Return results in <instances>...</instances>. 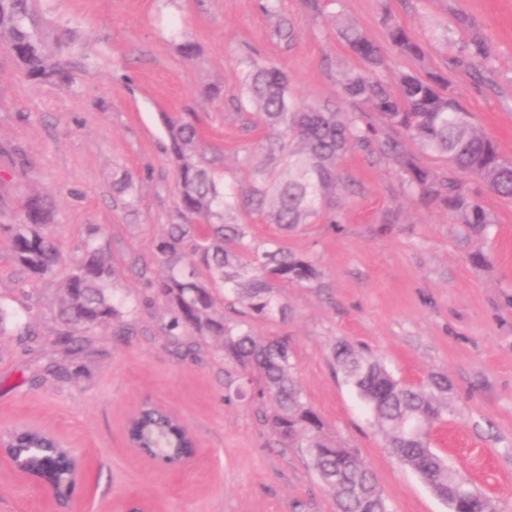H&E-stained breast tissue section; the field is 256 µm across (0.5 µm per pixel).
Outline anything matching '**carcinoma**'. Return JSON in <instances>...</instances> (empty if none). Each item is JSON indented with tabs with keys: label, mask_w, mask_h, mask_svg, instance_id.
<instances>
[{
	"label": "carcinoma",
	"mask_w": 512,
	"mask_h": 512,
	"mask_svg": "<svg viewBox=\"0 0 512 512\" xmlns=\"http://www.w3.org/2000/svg\"><path fill=\"white\" fill-rule=\"evenodd\" d=\"M337 37L363 62L344 75L342 97L351 109L338 105L306 106L294 96L283 69L262 57L250 60L241 78V95L250 112L240 113L250 131L260 133L263 151L248 155L250 180L237 189L223 184L206 159L197 128L180 116L167 117L170 155L178 173L177 216L158 237L155 263L159 272L135 260L130 269L152 292L142 305L165 302L162 338L187 356L216 340L224 359L238 370V384L224 399H249L269 407L267 420L283 448H297L318 481L334 496L336 512H391L372 470L352 451L325 432L319 414L307 402L293 374V349L286 336H257L251 320L275 321L287 316L279 290L317 280L316 262L290 250L282 241L260 243L249 225L235 215L245 211L284 233L297 230L324 213L336 223L335 195L340 177L338 160L358 149L391 162L405 191L412 197L445 205L471 234L482 236L494 223L474 194L461 182L470 176L502 199L512 200V160L454 98L448 74H463L475 82L490 72L493 55L487 41L459 17L457 26L440 36L445 66L428 61L422 43L405 26L388 20L392 51L412 59L415 69L392 71L393 84L373 76L386 56L354 22L338 16ZM25 65L28 75L49 78L62 73L37 35L31 0H0V37ZM414 144L442 162L435 172L407 150ZM46 203L31 200L23 219L10 225L13 261L33 278L69 268L63 296L53 320L62 326L56 341L70 352L85 339L71 333L108 323L128 336L125 297L118 295L115 270L98 250L85 244L80 257L62 251L56 232L47 224ZM234 296L248 317L230 322L224 317V295ZM344 383L369 412L384 435L395 460L416 473L448 512H491L490 500L458 476L445 457L431 448L430 429L448 412V378L432 374L417 384L394 376L379 359L341 343L333 350ZM133 441L157 453L155 440L168 444L166 457L178 461L191 451L186 426L151 405L141 406L130 426ZM59 441L37 428H24L5 452L18 456L31 476L56 479L60 500L76 484L72 460Z\"/></svg>",
	"instance_id": "cac0c4a2"
}]
</instances>
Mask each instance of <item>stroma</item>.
<instances>
[{
  "label": "stroma",
  "instance_id": "1",
  "mask_svg": "<svg viewBox=\"0 0 512 512\" xmlns=\"http://www.w3.org/2000/svg\"><path fill=\"white\" fill-rule=\"evenodd\" d=\"M33 0L41 33L67 80L28 76L0 46V299L11 311L0 340V431L39 425L90 458L83 512H113L128 492L157 512H334V502L301 454L278 447L261 411L225 401L228 368L219 350L181 361L159 336L165 306L136 298L144 285L130 258L151 261L162 225L175 222L176 175L166 117L191 114L226 184L249 180L245 157L257 141L237 116L240 78L251 57L285 70L309 105L336 103L345 72L360 59L336 37L341 14L380 47L385 17L408 27L436 67V38L465 15L490 44L495 62L485 84L456 79L451 90L475 122L512 158V0ZM287 19L293 41L280 40ZM196 47L194 58L184 43ZM217 86L224 97L211 99ZM338 221H316L283 237L316 260L320 277L285 288L286 319L253 323L256 335L288 337L294 375L327 432L373 470L392 512H448L419 476L399 465L333 358L342 341L383 358L415 382L448 378V415L432 445L491 499L512 512V201L486 188L478 200L494 224L469 235L436 203L405 194L385 161L354 150L338 162ZM130 187L115 188L121 179ZM50 202L48 222L65 252L99 247L118 271L138 332L117 340L111 327L89 333L85 350L54 345L52 312L67 268L31 280L7 250L6 225L24 204ZM32 326L42 344L19 341ZM60 366L51 376L47 366ZM160 401L193 430L198 459L180 485L126 445L124 423L143 399ZM9 467L0 465V512H48Z\"/></svg>",
  "mask_w": 512,
  "mask_h": 512
}]
</instances>
